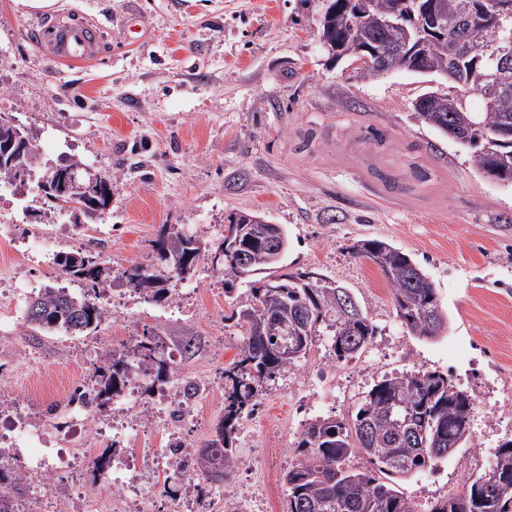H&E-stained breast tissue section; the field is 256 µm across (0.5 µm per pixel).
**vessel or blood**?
Segmentation results:
<instances>
[{
    "mask_svg": "<svg viewBox=\"0 0 512 512\" xmlns=\"http://www.w3.org/2000/svg\"><path fill=\"white\" fill-rule=\"evenodd\" d=\"M41 48L53 62L69 65L100 59L105 34L92 23L72 24L54 20L39 22Z\"/></svg>",
    "mask_w": 512,
    "mask_h": 512,
    "instance_id": "b4317fda",
    "label": "vessel or blood"
}]
</instances>
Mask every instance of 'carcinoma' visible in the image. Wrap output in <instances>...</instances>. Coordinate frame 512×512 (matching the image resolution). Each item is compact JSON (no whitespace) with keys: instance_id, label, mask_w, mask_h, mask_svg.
Listing matches in <instances>:
<instances>
[{"instance_id":"1","label":"carcinoma","mask_w":512,"mask_h":512,"mask_svg":"<svg viewBox=\"0 0 512 512\" xmlns=\"http://www.w3.org/2000/svg\"><path fill=\"white\" fill-rule=\"evenodd\" d=\"M358 2L319 0L316 7L331 14L330 25L322 26V30L329 33L331 42L340 45L343 56L359 61L368 58L361 68L362 75L378 77L388 70L369 51L372 40L377 38L396 47L401 31L392 26L376 37L371 34L369 17L396 6L401 22L427 26L434 38L442 34L444 26L455 28L464 14L482 13L490 0H438L434 23L428 14L432 0H368V11L363 14L357 13ZM490 56V42L475 37L468 52L451 63L444 53L430 57L415 52L413 69L417 74L432 75L452 67L459 93L432 91L421 95L415 105L427 102L431 109L416 113V118L467 149L473 168L484 177L493 169L512 172V69L503 75L507 89L500 91L493 107L472 112L467 105V94L483 95L485 82L481 76L488 73ZM21 139L26 145L22 160L26 177L40 175L48 200L62 210L70 209L91 219L106 213L108 197L112 196L111 177L102 176L97 195L80 207L74 206L71 199L56 195L54 186L61 170L73 169L78 174L83 163L70 159L54 167H41L40 148L32 132L0 120V146ZM351 251L364 259L382 257L379 269L391 286L396 317L409 333L427 340L444 334L448 315L433 282L409 255L380 240L358 241ZM156 252L157 263L152 268L135 266L126 274L127 284L153 298L168 292L172 277L190 273L201 255V250L185 246L180 232L166 228L156 241ZM174 253L190 254L189 268L171 267L168 255ZM247 253L252 302L227 317L245 329V336L238 360L224 369V379L229 383L224 418L215 436L198 452L183 454L182 443L171 445V453L180 458V468L196 471L211 483H222L233 472L237 424L249 408L257 406L258 388L306 358L320 330L330 336L338 361L353 358L372 344L378 333L352 291L346 292L349 305L344 307L337 289L325 281L307 282L304 271L276 274L280 263L268 261L265 245L251 244ZM211 263L224 273V284L232 286L239 279L234 256L224 251V244H219ZM54 264L84 292L76 294L68 287L44 289L37 298L39 308L47 315L34 319L27 305L25 323L43 336L59 332L81 335L97 329L106 319V312L89 291L109 281L110 268L102 265L95 254L82 250L58 254ZM276 317L288 323V335L274 338L266 332L267 321ZM286 342L300 350V355L288 362L279 357L280 347ZM134 370L160 383L169 381V364L160 356L155 337L145 333L131 348L106 355L93 374L92 405L107 407L130 381ZM474 402L472 395L456 388L447 376L418 370L383 378L368 391L349 421L308 420L302 424L298 442L303 458L283 476L288 485V512H418L398 490L397 480L433 468L470 441ZM355 456L368 459L376 470L365 473L351 468L348 461ZM496 461L502 475L512 482V440L500 446ZM26 484L21 467L10 463L1 449L0 512H24ZM430 512H512V490L488 491L474 481L461 493L436 501Z\"/></svg>"}]
</instances>
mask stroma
Returning <instances> with one entry per match:
<instances>
[{"label": "stroma", "instance_id": "35a3bbf8", "mask_svg": "<svg viewBox=\"0 0 512 512\" xmlns=\"http://www.w3.org/2000/svg\"><path fill=\"white\" fill-rule=\"evenodd\" d=\"M53 17L107 28L110 56L83 66L58 65L41 52L34 12L0 0V113L39 137L41 161L62 155L112 177L105 220L74 224L47 204L23 212L0 203V425L20 417L43 441L18 440V463L47 449L77 458L65 475L30 485L33 512H116L115 486L92 459L112 453L167 456L180 441L197 451L224 415V369L237 359L243 330L233 309L248 305L247 284L226 289L210 254L231 213L256 211L286 229L285 262L350 288L379 333L359 357L336 361L330 339L314 337L305 361L259 391V407L238 425L237 466L210 488L212 512L224 499L250 512H287L283 475L298 463L301 425L317 417L350 418L383 376L414 370L447 375L474 399L473 444L430 470L400 479L418 512L449 487L483 473L512 440V186L477 174L466 152L416 120L415 100L448 92L443 77L397 71L360 76L352 61L331 60L318 37L313 0H57ZM138 18L144 37L126 40ZM196 237L202 257L166 298L127 300L124 273L156 261L163 227ZM383 240L408 253L434 282L448 331L434 340L411 335L395 316L390 286L350 248ZM96 248L112 281L97 301L107 318L86 336H30L27 299L64 286L53 258ZM151 331L178 383L199 392L194 417L170 429L156 404L133 409L148 431L120 441L73 433L70 396L87 384L115 347ZM195 345L183 352L185 341ZM185 485L165 470L147 483L134 512H179Z\"/></svg>", "mask_w": 512, "mask_h": 512}]
</instances>
